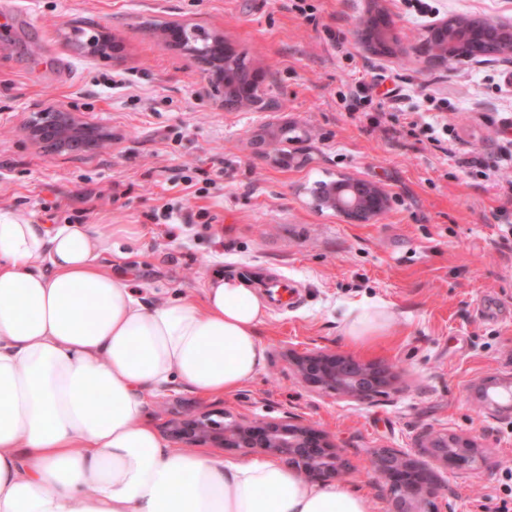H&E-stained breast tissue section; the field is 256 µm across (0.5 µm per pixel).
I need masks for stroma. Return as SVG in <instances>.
<instances>
[{"mask_svg":"<svg viewBox=\"0 0 512 512\" xmlns=\"http://www.w3.org/2000/svg\"><path fill=\"white\" fill-rule=\"evenodd\" d=\"M430 23L451 17L512 22V0H427ZM415 0H0V213L46 224H139L119 271L156 304L200 297L217 275L290 279L297 305L269 310L260 330L263 371L235 393L175 385L145 419L167 434L182 412L225 419L286 413L329 431L353 464L340 484L365 492L371 512L389 503L370 459L382 448L417 454L424 432L473 439L476 472L439 469L447 512H495L512 494V417L480 405L476 389L512 378V197L496 165L500 118L512 114V62L458 60L432 69ZM386 13L397 47L371 51L355 27ZM186 22L219 33L261 73L250 109H225L198 66L159 29ZM111 31L116 48L88 44ZM374 83L365 117L341 94ZM104 128L105 147L57 155L24 128L47 107ZM444 116L453 155L408 132L411 111ZM305 150V165L283 154ZM215 185L179 180L211 168ZM353 177L383 187L388 211L350 224L315 208L317 181ZM170 224L155 223L164 205ZM370 306L386 315L378 336L346 334ZM332 349L388 365L397 381L373 402L311 391L294 356Z\"/></svg>","mask_w":512,"mask_h":512,"instance_id":"35a3bbf8","label":"stroma"}]
</instances>
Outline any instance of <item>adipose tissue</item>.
Segmentation results:
<instances>
[{
  "instance_id": "ef3b65f1",
  "label": "adipose tissue",
  "mask_w": 512,
  "mask_h": 512,
  "mask_svg": "<svg viewBox=\"0 0 512 512\" xmlns=\"http://www.w3.org/2000/svg\"><path fill=\"white\" fill-rule=\"evenodd\" d=\"M143 235L0 213V512H370L358 490L174 448L145 421L171 385L228 395L257 376L267 304L242 275L146 304L101 263Z\"/></svg>"
}]
</instances>
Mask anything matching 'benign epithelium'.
<instances>
[{"label": "benign epithelium", "instance_id": "7a95c632", "mask_svg": "<svg viewBox=\"0 0 512 512\" xmlns=\"http://www.w3.org/2000/svg\"><path fill=\"white\" fill-rule=\"evenodd\" d=\"M160 33L208 76L210 89L225 108L252 101L258 73L246 66L238 67L235 91H229L226 85L224 64L233 58V52L224 36L214 35L208 38L206 47L200 48L196 28L188 24H167L160 28ZM357 33L376 47L391 41V26L387 22L377 26L371 21L361 22ZM486 43L494 46L491 56L512 60V25L484 19L444 20L431 29L424 51L434 66L446 67L450 61L473 57L467 49ZM27 131L32 140L61 154L92 151L107 139L103 131L81 123L74 113L57 108L38 112ZM315 205L332 209L351 223L369 224L386 213L389 197L374 183L347 178L324 186L316 194ZM293 365L296 374L313 390L360 402L372 401L391 381L388 369L331 349L299 355ZM169 433L176 442L188 447L212 445L234 448L244 454L260 450L311 480L335 478L350 468L343 450L328 433L292 415L220 422L207 412L191 413L172 420ZM423 451L457 472L473 471L483 460L474 441L450 435H425ZM372 465L383 481L390 512H440L438 477L427 464L400 448H383Z\"/></svg>", "mask_w": 512, "mask_h": 512}]
</instances>
